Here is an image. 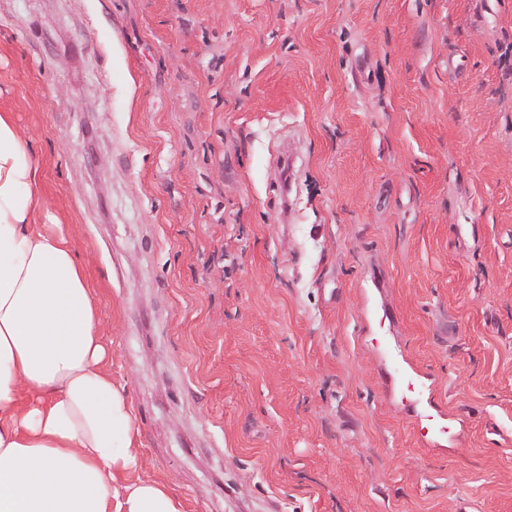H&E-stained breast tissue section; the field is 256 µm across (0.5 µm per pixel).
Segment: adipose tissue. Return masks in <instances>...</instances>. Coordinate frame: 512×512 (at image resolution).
Here are the masks:
<instances>
[{"mask_svg":"<svg viewBox=\"0 0 512 512\" xmlns=\"http://www.w3.org/2000/svg\"><path fill=\"white\" fill-rule=\"evenodd\" d=\"M31 145L0 112V512H184L136 478L131 404L104 364L98 304Z\"/></svg>","mask_w":512,"mask_h":512,"instance_id":"adipose-tissue-1","label":"adipose tissue"}]
</instances>
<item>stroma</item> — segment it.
<instances>
[{"instance_id":"stroma-1","label":"stroma","mask_w":512,"mask_h":512,"mask_svg":"<svg viewBox=\"0 0 512 512\" xmlns=\"http://www.w3.org/2000/svg\"><path fill=\"white\" fill-rule=\"evenodd\" d=\"M486 2L0 0V112L138 475L185 512H512V0Z\"/></svg>"}]
</instances>
